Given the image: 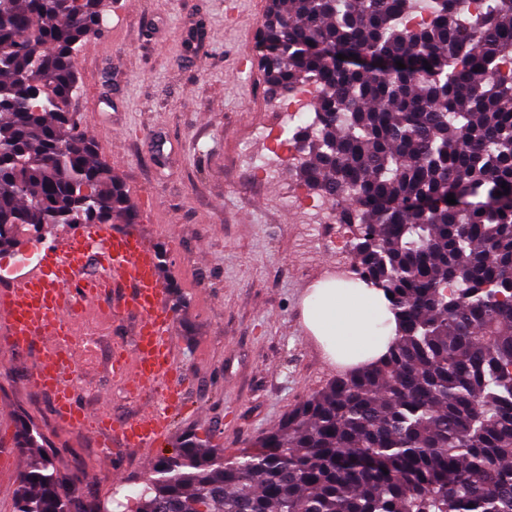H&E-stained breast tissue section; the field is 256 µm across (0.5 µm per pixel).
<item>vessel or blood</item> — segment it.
<instances>
[{
	"label": "vessel or blood",
	"mask_w": 512,
	"mask_h": 512,
	"mask_svg": "<svg viewBox=\"0 0 512 512\" xmlns=\"http://www.w3.org/2000/svg\"><path fill=\"white\" fill-rule=\"evenodd\" d=\"M158 263L155 250L137 233L83 224L54 242L31 268L19 269L11 287L0 290V328L12 345L44 348L27 376L28 384L49 391L59 421L93 424L107 449L117 445L153 450L168 435L175 413L186 406ZM120 286L130 293L114 303V312L134 310L139 321L136 342L117 358L115 369L129 386H163L157 403L127 419L79 408L73 392L76 371L87 364L88 346L87 337L75 333L76 320L101 310L106 296Z\"/></svg>",
	"instance_id": "1"
}]
</instances>
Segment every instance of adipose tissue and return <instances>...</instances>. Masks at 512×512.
<instances>
[{
	"instance_id": "ef3b65f1",
	"label": "adipose tissue",
	"mask_w": 512,
	"mask_h": 512,
	"mask_svg": "<svg viewBox=\"0 0 512 512\" xmlns=\"http://www.w3.org/2000/svg\"><path fill=\"white\" fill-rule=\"evenodd\" d=\"M307 322L336 363L345 367L381 357L397 329L383 293L364 286L316 287L308 302Z\"/></svg>"
}]
</instances>
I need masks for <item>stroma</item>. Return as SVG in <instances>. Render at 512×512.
Listing matches in <instances>:
<instances>
[{"mask_svg":"<svg viewBox=\"0 0 512 512\" xmlns=\"http://www.w3.org/2000/svg\"><path fill=\"white\" fill-rule=\"evenodd\" d=\"M268 0H112L102 29L79 43L71 116L121 178L137 213L132 226L159 255L173 319L174 356L187 408L153 452L115 448L59 422L50 397L26 383L39 347L0 335V466L20 470V422L34 425L58 465L77 470L87 497L142 488L184 434L241 451L341 369L306 323L314 286L336 262L321 225L288 205L294 166L273 158L259 132L279 108L255 56ZM270 160L267 174L255 156ZM138 316L100 325L93 360L77 377L83 409L134 416L159 395L128 388L111 349L130 350Z\"/></svg>","mask_w":512,"mask_h":512,"instance_id":"1","label":"stroma"}]
</instances>
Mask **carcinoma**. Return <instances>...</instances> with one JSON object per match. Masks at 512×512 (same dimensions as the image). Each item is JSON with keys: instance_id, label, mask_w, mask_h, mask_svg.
Wrapping results in <instances>:
<instances>
[{"instance_id": "obj_1", "label": "carcinoma", "mask_w": 512, "mask_h": 512, "mask_svg": "<svg viewBox=\"0 0 512 512\" xmlns=\"http://www.w3.org/2000/svg\"><path fill=\"white\" fill-rule=\"evenodd\" d=\"M471 2L429 0L411 25L417 0H270L267 90L319 86L299 175L358 227L352 264L392 294L396 337L233 459L185 436L116 507L512 512V0ZM106 12L0 0V254L25 228L135 223L69 113L75 46ZM39 438L21 427L16 512H112Z\"/></svg>"}]
</instances>
